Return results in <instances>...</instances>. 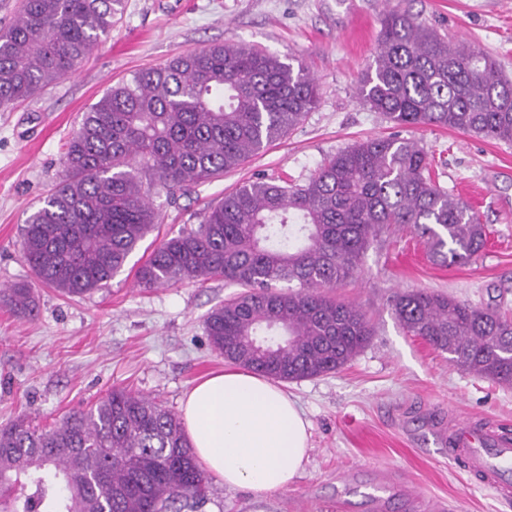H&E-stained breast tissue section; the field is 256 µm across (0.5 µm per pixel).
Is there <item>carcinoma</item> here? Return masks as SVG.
<instances>
[{
	"mask_svg": "<svg viewBox=\"0 0 512 512\" xmlns=\"http://www.w3.org/2000/svg\"><path fill=\"white\" fill-rule=\"evenodd\" d=\"M124 0H21L0 30V109L73 74L112 29ZM356 99L395 125H426L512 142V79L465 41L409 13L381 19ZM318 86L304 65L245 46L211 45L110 87L66 143L64 178L21 229L36 284L70 298L107 288L158 224L169 198L220 178L297 127ZM418 231L437 264L467 263L487 228L434 179L427 150L370 138L326 159L308 181L257 178L164 239L135 271L143 288L222 278L240 292L207 314L225 360L293 382L335 372L371 336L362 310L332 296L362 266L370 239ZM35 316V288L0 290ZM401 325L461 369L512 386V315L425 290L397 297ZM209 478L180 418L114 388L50 428L0 426V512H198Z\"/></svg>",
	"mask_w": 512,
	"mask_h": 512,
	"instance_id": "1",
	"label": "carcinoma"
}]
</instances>
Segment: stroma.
<instances>
[{"label": "stroma", "instance_id": "stroma-1", "mask_svg": "<svg viewBox=\"0 0 512 512\" xmlns=\"http://www.w3.org/2000/svg\"><path fill=\"white\" fill-rule=\"evenodd\" d=\"M415 15L441 35L495 57L512 78V0H124L109 35L70 77L0 110V287L31 280L20 231L64 176V145L105 90L137 70L214 44L243 45L314 75L317 106L281 140L177 202L153 198L160 222L109 287L82 298L37 290L38 313L0 304V425L28 416L51 426L125 387L179 410L201 378L224 370L204 319L233 295L223 280L136 286L134 273L163 238L196 224L208 204L258 177L306 181L330 156L370 137L418 141L436 179L464 198L489 232L471 262L431 261L413 230L374 239L360 273L336 298L366 314L373 335L342 369L285 383L310 421L301 476L264 498L212 479L200 512H512L474 483L439 439L455 419L512 431V387L463 371L395 312L398 295L425 289L512 310V143L433 126H396L354 96L377 50L385 10Z\"/></svg>", "mask_w": 512, "mask_h": 512}]
</instances>
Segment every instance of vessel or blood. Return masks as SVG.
<instances>
[{"label": "vessel or blood", "mask_w": 512, "mask_h": 512, "mask_svg": "<svg viewBox=\"0 0 512 512\" xmlns=\"http://www.w3.org/2000/svg\"><path fill=\"white\" fill-rule=\"evenodd\" d=\"M448 455L461 459L469 476L501 498H512V435L482 432L466 421L454 422L448 433Z\"/></svg>", "instance_id": "vessel-or-blood-1"}]
</instances>
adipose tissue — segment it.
<instances>
[{
  "mask_svg": "<svg viewBox=\"0 0 512 512\" xmlns=\"http://www.w3.org/2000/svg\"><path fill=\"white\" fill-rule=\"evenodd\" d=\"M182 422L199 465L226 487L263 497L287 488L311 451V423L279 385L236 368L187 392Z\"/></svg>",
  "mask_w": 512,
  "mask_h": 512,
  "instance_id": "obj_1",
  "label": "adipose tissue"
}]
</instances>
